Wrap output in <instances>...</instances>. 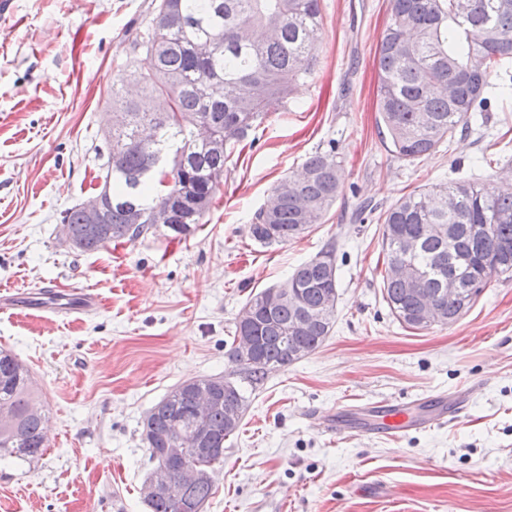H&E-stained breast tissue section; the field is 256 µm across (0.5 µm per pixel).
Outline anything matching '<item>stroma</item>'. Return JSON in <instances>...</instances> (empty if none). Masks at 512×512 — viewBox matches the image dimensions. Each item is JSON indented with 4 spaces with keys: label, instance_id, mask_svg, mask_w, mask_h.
I'll return each mask as SVG.
<instances>
[{
    "label": "stroma",
    "instance_id": "1",
    "mask_svg": "<svg viewBox=\"0 0 512 512\" xmlns=\"http://www.w3.org/2000/svg\"><path fill=\"white\" fill-rule=\"evenodd\" d=\"M151 3L14 0L0 19V286L39 307L0 309V347L30 369L47 427L44 456L0 466V512H148L146 412L179 383L227 375L250 296L330 247L333 330L250 394L205 512H512V278L453 325L404 328L381 294L379 220L414 189L512 175V96L428 157L397 158L377 110L389 0H321L317 72L231 154L202 226L81 252L60 242L61 218L102 184L112 77ZM331 146L345 177L323 223L255 242L272 186ZM83 288L96 312L48 316ZM436 396L461 412L395 438L371 427L372 407ZM338 419L345 433L329 430Z\"/></svg>",
    "mask_w": 512,
    "mask_h": 512
}]
</instances>
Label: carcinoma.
Returning a JSON list of instances; mask_svg holds the SVG:
<instances>
[{
    "label": "carcinoma",
    "instance_id": "carcinoma-1",
    "mask_svg": "<svg viewBox=\"0 0 512 512\" xmlns=\"http://www.w3.org/2000/svg\"><path fill=\"white\" fill-rule=\"evenodd\" d=\"M146 30L130 42L129 54L151 57L145 73L118 69L110 100L124 120L106 137L107 162L100 192L102 223L90 224L83 205L65 212V243L94 252L112 242L132 240L156 229L153 216L173 208L164 227L176 236L193 233L224 183V165L240 142L268 113L284 105L293 87L315 73L323 27L321 0H155ZM378 112L397 157H427L448 136L495 106L492 73L512 83L503 70L512 60V0H390V22L375 56ZM157 101L141 110L138 98ZM212 125L217 141L200 140L198 127ZM143 138L145 147L130 148ZM343 157L336 147L312 154L304 175L285 178L249 224L250 236L264 246L304 233L319 224L336 202L343 183ZM385 254L382 297L409 329L420 330L419 307L429 303L443 317H459L495 278L512 276V258L498 255L512 243V191L500 180H450L401 197L383 214ZM417 251L405 255L409 239ZM410 278L392 271L400 259ZM444 266L457 275L461 293L435 275ZM337 266L330 247L297 266L287 280L252 295L234 325L229 359L243 367L224 395L225 376L196 380L215 394L204 424L211 447L222 448L240 423L229 427L224 401L245 413L247 390H256L270 373L311 353L336 322ZM251 315L248 335L258 356L236 346L242 317ZM305 319L309 329L297 333ZM12 422L0 424V461L29 464L43 456L47 436L43 406L28 369L9 349H0V410ZM195 405L187 382L168 391L145 414L142 434L151 460L163 462L171 447L168 431L182 423L185 462L208 471L221 457L203 459L196 451ZM212 479L185 487L178 498H146L150 512H189L209 499Z\"/></svg>",
    "mask_w": 512,
    "mask_h": 512
}]
</instances>
